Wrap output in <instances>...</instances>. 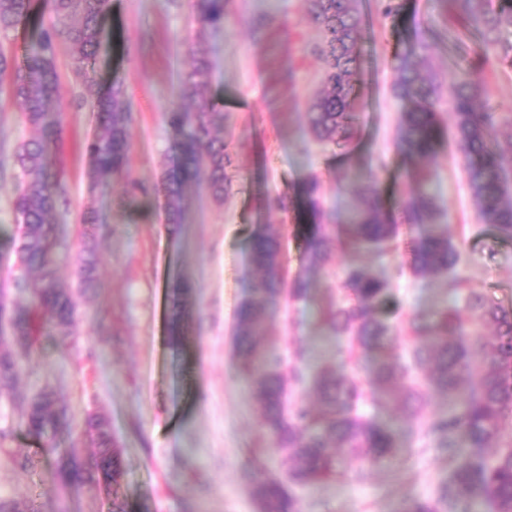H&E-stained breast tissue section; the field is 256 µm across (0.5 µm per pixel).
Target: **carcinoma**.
Returning <instances> with one entry per match:
<instances>
[{"label":"carcinoma","mask_w":512,"mask_h":512,"mask_svg":"<svg viewBox=\"0 0 512 512\" xmlns=\"http://www.w3.org/2000/svg\"><path fill=\"white\" fill-rule=\"evenodd\" d=\"M35 0H0V36L20 26L39 28L37 39L22 60L0 46V91L7 90L20 106L28 124L41 137L21 143L14 152L20 172L14 201L16 260L14 288L30 296L42 313L49 335L66 336L73 324L72 296L59 287L52 255L58 184L52 173L58 130L49 121L61 111L57 101L58 45L71 49L77 74L84 77L87 100L95 112L100 133L86 146L88 166L98 179L125 174L130 147L129 112L122 85L94 89L87 67L96 59L101 23L112 12V0H43L53 20L36 21ZM306 18L319 32L310 53L321 65V87L308 104L306 122L311 138L321 144L347 146L360 138L352 112L353 76L358 67L365 25L359 0H305ZM448 28L439 33L415 28L392 61L395 99L407 105L401 111L396 148L410 166L414 192L388 206L373 184L356 192L353 211L345 224L336 223L312 175L299 201L283 196L262 200L269 210H297L303 223L297 236L303 246V265L286 278L282 245L261 231L253 237L250 262L257 281L238 312L236 355L238 370L248 379L260 408L262 424L276 447L290 462L288 479L265 476L251 468L244 478L252 488L260 512H301L295 488L346 476L355 466L381 465L395 458L398 448L392 427L376 422L364 410L363 385L347 373L316 370L309 373L305 352L298 350L288 365L273 351L266 321L283 295L307 301L315 276L329 260L332 249L384 252L403 246L410 260L397 275H438L448 288V300L429 314L417 313L406 322L393 319L394 278L371 273L357 263L346 265L336 288V299L319 310L317 321L327 335L347 344L348 358L377 351L401 341L405 352L377 363L373 384L388 390L408 415L420 421L448 454V479L434 496L407 502L400 512H474L476 500L491 512H512V310L493 305L485 295L466 287L461 255L444 225L443 210L431 189L430 172L419 162L432 156L445 138L440 115L443 94H448L455 139L467 175L478 221L512 239V130L499 132V113L476 105L485 87L483 71L471 55L512 54V0L496 7L489 0H445ZM198 29L188 43L190 66L184 78L185 96L193 108L181 106L167 113L179 162L164 171L158 193L168 224L184 222L189 190L207 172L204 190L216 203L231 191L227 169L234 156L218 129L224 127L223 106L211 94L212 38L224 29L227 0H194ZM472 27L482 30L478 48L469 43ZM448 41V70L444 76L426 66L432 45ZM96 254L87 247L80 270L81 286H95ZM12 335L20 351H0V386H10L32 346L29 313L18 310L11 318ZM312 383L319 409L312 413L301 401H290L285 384L300 389ZM435 393L448 400V412L424 417L425 396ZM27 431L38 436L53 433L66 423L67 409L41 391L25 398ZM88 432L98 451L83 461L65 451L57 468V484L69 488L96 481L112 489L110 512H125L118 488L123 477L120 454L112 443L108 421L93 416ZM492 448L475 460L468 448ZM0 512H40V508L0 494Z\"/></svg>","instance_id":"cac0c4a2"}]
</instances>
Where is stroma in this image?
<instances>
[{
    "instance_id": "obj_1",
    "label": "stroma",
    "mask_w": 512,
    "mask_h": 512,
    "mask_svg": "<svg viewBox=\"0 0 512 512\" xmlns=\"http://www.w3.org/2000/svg\"><path fill=\"white\" fill-rule=\"evenodd\" d=\"M227 10L212 93L224 104V137L237 152L234 189L220 205L206 192L191 194L178 226L166 223L155 186L174 160L166 114L186 102L184 39L195 28L191 0H113L102 22L90 77L125 89L131 137L126 177L91 186L85 146L99 127L68 47L59 50L53 256L76 315L66 339L36 329L28 361L12 387L0 390V428L11 431L6 445L35 463L27 473L0 457L2 495L35 499L47 512H108L102 484L57 488L58 451L83 459L95 452L86 432L92 415L109 421L121 451L119 493L127 512H258L244 470L256 460L275 477L287 476L286 456L262 426L235 350L237 311L254 281L249 250L257 229L266 227L282 240L289 273L301 266L299 217L266 211L259 200L296 197L314 175L326 206L344 219L362 184L376 182L388 200L395 188L411 191L407 164L394 145L400 104L392 94L391 59L412 25L438 26L443 18L439 0H405L396 20L378 12L377 0H362L366 38L353 95L361 140L339 147L318 144L306 128L305 111L321 72L309 53L317 31L305 19L303 0H229ZM474 63L486 75L485 103L501 114L502 132L512 131V60L492 54ZM36 136L17 103L0 95V159L11 160L22 141ZM427 167L444 209L441 221L462 253L468 287L512 310V240L477 220L452 138L442 141ZM15 175L11 169L0 178V299L11 312L30 305L11 283ZM131 179L143 183L146 193L128 197ZM89 207L99 215L88 229L98 244V263L96 286L85 293L79 267L87 228L80 216ZM406 260L400 251L334 248L309 299L282 300L269 318L279 354L287 358L303 349L309 369L352 368L368 379L374 356L350 364L344 341L326 336L315 313L335 298L348 262L391 273ZM177 280L190 288L189 316L178 338L170 332ZM394 288L401 318L433 311L446 296L443 281L432 276H408ZM43 390L66 406L68 419L56 434L37 437L23 425V400ZM370 414L394 426L399 454L387 465L357 467L345 478L297 489L302 512H399L404 503L430 496L446 477L447 459L398 405L381 401Z\"/></svg>"
}]
</instances>
